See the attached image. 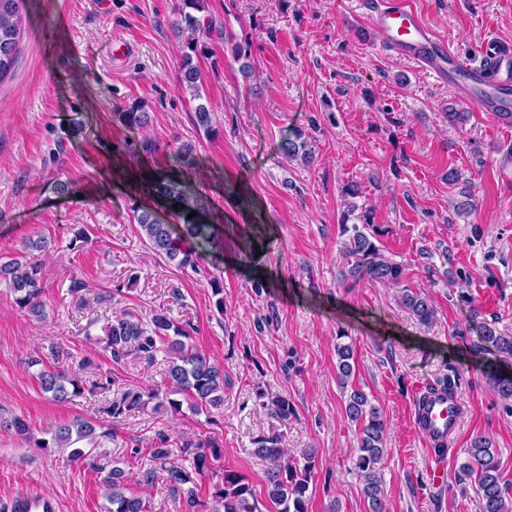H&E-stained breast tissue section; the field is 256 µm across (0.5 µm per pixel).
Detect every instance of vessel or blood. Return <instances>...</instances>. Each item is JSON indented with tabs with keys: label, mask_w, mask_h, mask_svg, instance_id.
<instances>
[{
	"label": "vessel or blood",
	"mask_w": 512,
	"mask_h": 512,
	"mask_svg": "<svg viewBox=\"0 0 512 512\" xmlns=\"http://www.w3.org/2000/svg\"><path fill=\"white\" fill-rule=\"evenodd\" d=\"M372 23L380 48L409 61L437 81L450 85L456 95L472 100L477 109L496 122L512 124V45L487 36L478 56L454 48L438 35L409 0H374ZM462 410L454 394L440 387H424L416 404L415 426L430 445L447 444L461 425ZM19 512H54L51 498L19 494Z\"/></svg>",
	"instance_id": "b4317fda"
}]
</instances>
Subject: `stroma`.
Returning a JSON list of instances; mask_svg holds the SVG:
<instances>
[{
  "instance_id": "obj_1",
  "label": "stroma",
  "mask_w": 512,
  "mask_h": 512,
  "mask_svg": "<svg viewBox=\"0 0 512 512\" xmlns=\"http://www.w3.org/2000/svg\"><path fill=\"white\" fill-rule=\"evenodd\" d=\"M369 2L207 0L226 38L199 63L211 110L204 129L176 80V0H25L17 62L0 81V256L38 237L48 249L42 315L18 308L0 284V418L28 427H0V505L36 492L56 512H108L102 480L117 466L148 512H187L185 492L144 480L162 434L214 439L220 470L245 476L263 504L254 441L276 431L289 457L314 451L308 512H369L338 382L342 337L354 347L353 384L386 420V512H479L462 471L478 436L512 481V401L496 395L467 328L475 311L512 334V127L379 50ZM412 2L463 52L490 33L512 43V0ZM245 40L250 57L235 59L233 44ZM135 101L150 116L137 133L117 119ZM452 112L469 119L451 124ZM294 131L307 139L310 163L280 153ZM183 142L195 149V169L172 160ZM161 175L205 201L207 236L191 242L197 268L150 251L133 217L149 208L182 228L152 190ZM60 182L70 193H58ZM348 184L357 205L373 208L378 244L402 265L403 285L429 296L430 327L400 307V287L344 279L338 219ZM75 275L89 284L85 300L69 291ZM159 308L190 324L193 348L223 366V406L103 415L125 392L163 385L168 364L162 351L152 363L133 353L113 362L104 327L121 313L149 323ZM54 368L112 387L56 401L37 379ZM447 381L464 415L436 449L416 429L414 405L420 386ZM279 396L293 407L285 421L262 406ZM78 417L97 423L90 459L39 447ZM438 466L447 474L440 486L431 480Z\"/></svg>"
}]
</instances>
